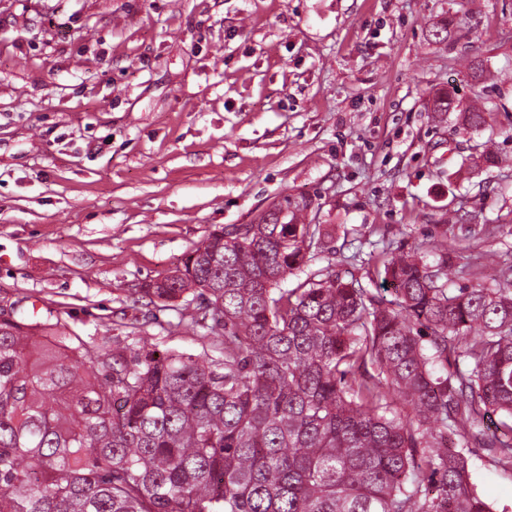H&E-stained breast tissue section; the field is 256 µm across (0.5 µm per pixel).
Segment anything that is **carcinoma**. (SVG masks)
Wrapping results in <instances>:
<instances>
[{
	"label": "carcinoma",
	"instance_id": "cac0c4a2",
	"mask_svg": "<svg viewBox=\"0 0 512 512\" xmlns=\"http://www.w3.org/2000/svg\"><path fill=\"white\" fill-rule=\"evenodd\" d=\"M289 206L213 230L143 289L211 308L188 326L219 361L0 317V512H493L448 438L512 465V284L448 292L433 238L379 254L392 300L322 269L281 288L328 237Z\"/></svg>",
	"mask_w": 512,
	"mask_h": 512
}]
</instances>
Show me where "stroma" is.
<instances>
[{
	"mask_svg": "<svg viewBox=\"0 0 512 512\" xmlns=\"http://www.w3.org/2000/svg\"><path fill=\"white\" fill-rule=\"evenodd\" d=\"M441 89L489 126L433 116ZM282 197L328 229L309 270L444 232L452 288L512 279V0H0V315L219 356L141 290ZM469 465L512 512V466Z\"/></svg>",
	"mask_w": 512,
	"mask_h": 512,
	"instance_id": "1",
	"label": "stroma"
}]
</instances>
